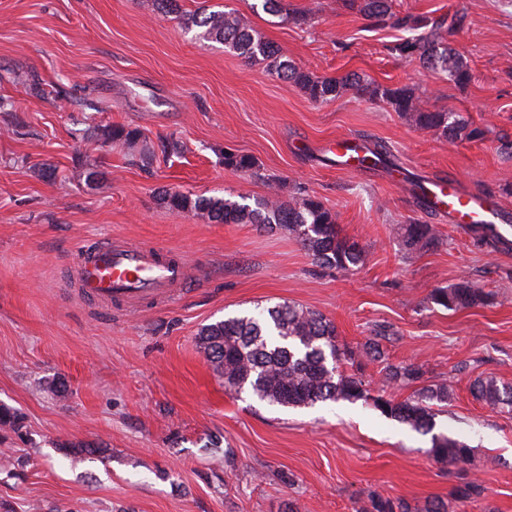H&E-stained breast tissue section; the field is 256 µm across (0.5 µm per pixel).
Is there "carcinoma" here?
Returning a JSON list of instances; mask_svg holds the SVG:
<instances>
[{
  "instance_id": "cac0c4a2",
  "label": "carcinoma",
  "mask_w": 512,
  "mask_h": 512,
  "mask_svg": "<svg viewBox=\"0 0 512 512\" xmlns=\"http://www.w3.org/2000/svg\"><path fill=\"white\" fill-rule=\"evenodd\" d=\"M345 6L378 22L391 25L405 36L391 47L404 58L415 59L427 68L442 70L457 86L471 79L466 62L441 37L442 24L426 16L391 11L389 0H345ZM188 30L199 29L196 37L215 41L237 55L266 64L267 69L285 81L299 86L314 103L332 100L351 91L369 100H382L419 130L440 132L452 141H480L487 130L471 124L461 113L431 110L420 105L413 89L383 87L356 73L340 78L317 76L284 60L281 51L264 40L233 12L198 11L182 14ZM106 140L129 149H138V160L150 164L154 151L138 146L135 129L114 125L103 130ZM224 166L236 171L256 169L255 160L246 154L224 153ZM279 181L269 183V193L254 205L216 196L191 198L180 192H166L162 200L173 211H189L216 224H259L267 229L286 230L295 236L318 266L350 272L364 264L366 250L358 241L342 234L337 215L314 195L299 193L284 202L279 197ZM401 246L408 253H420L441 243L431 224L411 222L401 226ZM430 303L447 310H464L489 304L491 295L464 281L449 288H435ZM198 342L204 357L216 374L224 379L231 393L250 390L260 400L282 407L312 406L318 402L363 400L384 416L430 436V456L437 462L465 470L472 462L474 449L465 441L436 431V418L448 406L452 388L446 382H427L425 371L415 364H393L386 358L380 339H368L359 350L340 341L336 325L323 314L294 302L278 303L258 315L227 317L201 328ZM344 363L356 372L340 370ZM380 366L383 386L419 385L412 395L400 400L387 392L374 394L364 379V368ZM474 396L500 411L512 412V385L491 375L478 376L471 383ZM0 428L22 435V417L0 407ZM74 461L88 456L105 457L102 442L85 443L64 449ZM481 484L464 479L449 492L448 499H433L422 507L403 498L370 497L361 512H460L466 503L480 496Z\"/></svg>"
}]
</instances>
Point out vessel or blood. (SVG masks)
Here are the masks:
<instances>
[{
  "label": "vessel or blood",
  "mask_w": 512,
  "mask_h": 512,
  "mask_svg": "<svg viewBox=\"0 0 512 512\" xmlns=\"http://www.w3.org/2000/svg\"><path fill=\"white\" fill-rule=\"evenodd\" d=\"M320 149L334 155L337 165L355 172L366 153L364 141L350 137L325 141ZM420 195L426 211L450 223L469 228L480 224L501 239L512 235V212L493 197L465 188L455 178L427 179ZM71 269L83 296L124 309L166 301L194 276L186 262L167 257L161 247L119 240L98 242L76 251Z\"/></svg>",
  "instance_id": "1"
}]
</instances>
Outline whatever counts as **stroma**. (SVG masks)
<instances>
[{
	"label": "stroma",
	"mask_w": 512,
	"mask_h": 512,
	"mask_svg": "<svg viewBox=\"0 0 512 512\" xmlns=\"http://www.w3.org/2000/svg\"><path fill=\"white\" fill-rule=\"evenodd\" d=\"M183 13L232 11L318 76L349 72L409 86L432 110L463 113L484 140L451 141L409 125L383 101L345 93L316 104L294 83L223 44L196 39L151 0H0V404L22 435L0 432V512H358L371 494L414 505L447 497L460 472L431 458L429 437L361 401L284 408L231 394L197 344L201 327L290 301L332 320L356 347L388 330L393 363L422 366L453 389L439 431L474 449L484 487L466 512H512V414L475 399L478 375L512 383V246L499 247L423 212L410 189L451 174L512 209V0H392L398 14L460 15L448 44L472 79L392 55L397 29L374 25L343 0H285L307 25L263 11L261 0H179ZM62 91L33 95L32 81ZM90 98L99 111L80 112ZM140 131L178 152L144 166L105 141L103 127ZM357 135L385 146L398 171L337 170L316 143ZM252 156L259 174L225 168ZM51 176H41L42 168ZM101 173L97 186L88 171ZM297 190L336 213L367 249L344 273L315 265L283 230L214 224L162 203L164 191L235 201ZM434 225L442 242L404 256L400 225ZM119 238L157 245L198 271L164 303L130 314L78 294L69 259ZM469 281L489 305L451 311L433 289ZM64 397L47 393L51 380ZM105 442L106 459L71 462L62 449ZM27 458L8 477L14 458Z\"/></svg>",
	"instance_id": "1"
}]
</instances>
